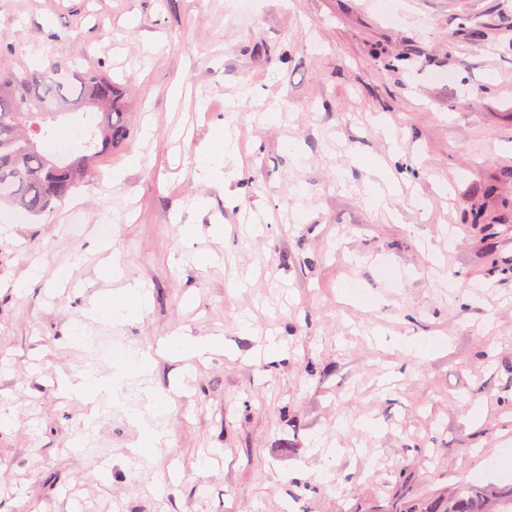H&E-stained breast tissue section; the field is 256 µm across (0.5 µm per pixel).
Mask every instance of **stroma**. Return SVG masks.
Wrapping results in <instances>:
<instances>
[{"mask_svg":"<svg viewBox=\"0 0 512 512\" xmlns=\"http://www.w3.org/2000/svg\"><path fill=\"white\" fill-rule=\"evenodd\" d=\"M0 44L17 71L100 67L130 127L53 212L0 207V512H400L512 483V0H0ZM224 131L241 161L202 180ZM135 282L141 315L95 314ZM79 328L152 354L129 377L173 401L162 450L129 456L110 393L94 418L60 393L113 374ZM186 334L224 348L162 353Z\"/></svg>","mask_w":512,"mask_h":512,"instance_id":"obj_1","label":"stroma"}]
</instances>
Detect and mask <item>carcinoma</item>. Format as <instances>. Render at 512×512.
Masks as SVG:
<instances>
[{"label": "carcinoma", "instance_id": "cac0c4a2", "mask_svg": "<svg viewBox=\"0 0 512 512\" xmlns=\"http://www.w3.org/2000/svg\"><path fill=\"white\" fill-rule=\"evenodd\" d=\"M124 92L101 69L54 63L43 70L0 71V203L32 216L53 211L92 175L95 158L129 134ZM81 108L97 122L82 133L87 154L74 160L41 150L53 139L48 116ZM407 512H512V487L463 485L448 497L411 504Z\"/></svg>", "mask_w": 512, "mask_h": 512}]
</instances>
